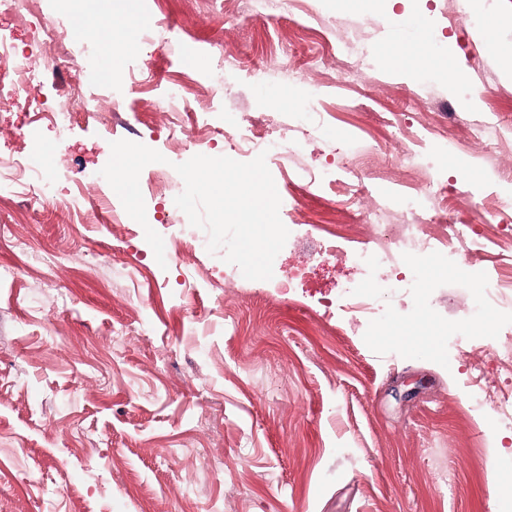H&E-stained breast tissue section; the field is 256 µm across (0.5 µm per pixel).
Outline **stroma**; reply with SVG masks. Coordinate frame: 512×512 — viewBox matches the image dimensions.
Returning <instances> with one entry per match:
<instances>
[{
    "instance_id": "obj_1",
    "label": "stroma",
    "mask_w": 512,
    "mask_h": 512,
    "mask_svg": "<svg viewBox=\"0 0 512 512\" xmlns=\"http://www.w3.org/2000/svg\"><path fill=\"white\" fill-rule=\"evenodd\" d=\"M70 3L20 0L0 26L18 48L49 59L59 45L40 43V30ZM142 13L157 37L150 52H131L120 32L97 46L96 65L119 63L153 85L188 72L203 111L227 126L278 98L269 124L287 137L293 101L317 87L327 121L300 163H345L348 146H362L387 177L364 192L319 188L270 165L287 190L281 220L293 225L273 290L242 276L214 287L223 268L206 253L158 265L138 224H84L40 197L0 203V268L12 271L0 280V512H502L512 431L491 403L478 414L471 404L512 386V373L495 360L504 337L472 322L468 308L488 274L512 277V249L488 246L484 266L464 278L453 271L464 252L448 253L422 267L424 287L395 299L366 289L403 324L402 341L353 323L338 290L361 280L360 269L323 256L307 233L350 232L373 204L405 190L401 155L431 148L410 141L427 125L457 143L447 159L455 223L486 209L512 225L500 206L512 185L495 177L512 167V137L494 146L490 167L471 136L512 122V83L481 53L467 0H279L268 11L142 0ZM416 35L450 46L463 82L399 75L393 47ZM351 36L364 41L369 65L343 83L342 40ZM272 52L305 82L254 88L248 74ZM228 54L240 72L216 95L210 81ZM38 77L42 101L82 111L68 91L77 70ZM390 112L403 113V129L387 125ZM165 125L159 104L137 94L121 123H78L63 144L52 127L32 129L28 113L0 112V160L32 148L57 154L46 176L63 198L85 167L107 163L111 142L152 148Z\"/></svg>"
}]
</instances>
